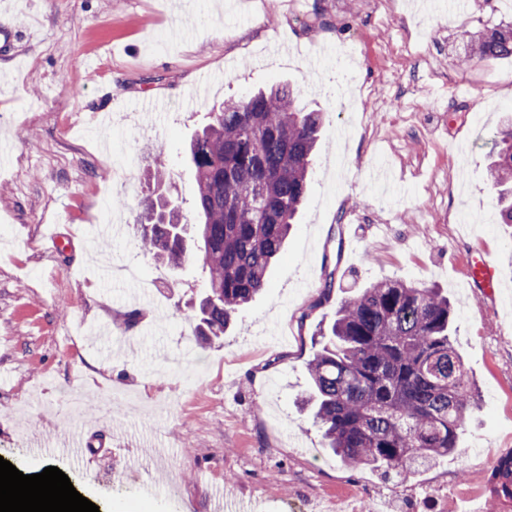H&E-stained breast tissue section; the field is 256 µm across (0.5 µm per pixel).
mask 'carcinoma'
<instances>
[{
  "instance_id": "cac0c4a2",
  "label": "carcinoma",
  "mask_w": 512,
  "mask_h": 512,
  "mask_svg": "<svg viewBox=\"0 0 512 512\" xmlns=\"http://www.w3.org/2000/svg\"><path fill=\"white\" fill-rule=\"evenodd\" d=\"M512 57V27L469 38L460 65ZM323 115L296 106L288 83L229 99L204 116L189 145L196 176L193 208L203 219L199 257L206 288L194 334L224 335L237 312L266 287L305 200ZM489 182L504 224H512V120L495 132ZM169 161L146 172L139 247L171 268L192 258L178 199L160 191ZM452 306L437 288L385 279L351 296L314 342L310 385L324 447L350 467L384 468L401 480L459 448L467 413L479 407L452 337ZM512 500V455L487 477Z\"/></svg>"
}]
</instances>
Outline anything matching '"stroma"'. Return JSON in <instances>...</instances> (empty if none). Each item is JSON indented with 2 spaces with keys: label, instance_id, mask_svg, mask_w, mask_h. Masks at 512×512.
Here are the masks:
<instances>
[{
  "label": "stroma",
  "instance_id": "35a3bbf8",
  "mask_svg": "<svg viewBox=\"0 0 512 512\" xmlns=\"http://www.w3.org/2000/svg\"><path fill=\"white\" fill-rule=\"evenodd\" d=\"M461 2L0 0V29L21 33L0 46V457L26 475L58 467L100 512H209L225 487L257 512H492L481 478L512 449V224L487 166L512 58H459L466 33L512 24V0ZM104 79L112 119L95 137L83 125ZM282 81L324 116L306 200L266 291L201 345V267L139 248L143 172L204 113ZM64 214L68 247L32 248ZM478 251L501 279L488 301L465 277ZM391 278L447 293L481 398L460 452L403 483L342 466L298 404L313 336ZM96 379L114 392L111 421L89 430L99 467L35 457L33 437L74 428L69 389ZM135 442L178 457L132 470Z\"/></svg>",
  "mask_w": 512,
  "mask_h": 512
}]
</instances>
